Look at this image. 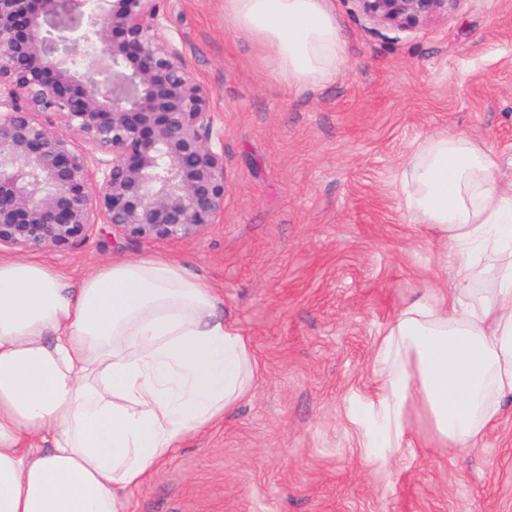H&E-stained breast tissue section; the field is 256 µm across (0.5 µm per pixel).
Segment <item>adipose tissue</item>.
<instances>
[{
  "mask_svg": "<svg viewBox=\"0 0 512 512\" xmlns=\"http://www.w3.org/2000/svg\"><path fill=\"white\" fill-rule=\"evenodd\" d=\"M224 13L288 86L330 81L346 61L326 0H224ZM493 167L464 137L407 160L402 207L449 253L457 287L412 298L380 334L377 399L352 409L376 460L403 447L413 407L443 445L473 448L512 399V195ZM220 305L162 257L75 282L0 260V512H123L181 439L248 396L257 362Z\"/></svg>",
  "mask_w": 512,
  "mask_h": 512,
  "instance_id": "ef3b65f1",
  "label": "adipose tissue"
}]
</instances>
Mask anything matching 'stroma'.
I'll return each instance as SVG.
<instances>
[{"instance_id": "35a3bbf8", "label": "stroma", "mask_w": 512, "mask_h": 512, "mask_svg": "<svg viewBox=\"0 0 512 512\" xmlns=\"http://www.w3.org/2000/svg\"><path fill=\"white\" fill-rule=\"evenodd\" d=\"M328 4L347 63L296 89L224 0H165V33L224 128L223 223L178 244L116 240L100 224L33 254L73 280L110 260L182 263L218 290L257 360L252 394L165 457L125 512H512V408L463 451L412 412L409 446L384 463L352 414L377 397L379 333L448 278L440 244L400 206L411 152L464 135L512 188V0H461L403 33L373 30L351 0Z\"/></svg>"}]
</instances>
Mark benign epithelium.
I'll list each match as a JSON object with an SVG mask.
<instances>
[{
  "label": "benign epithelium",
  "instance_id": "benign-epithelium-1",
  "mask_svg": "<svg viewBox=\"0 0 512 512\" xmlns=\"http://www.w3.org/2000/svg\"><path fill=\"white\" fill-rule=\"evenodd\" d=\"M352 2L407 32L461 0ZM165 22L161 0H0V248L65 251L97 224L174 244L223 222L224 129Z\"/></svg>",
  "mask_w": 512,
  "mask_h": 512
}]
</instances>
